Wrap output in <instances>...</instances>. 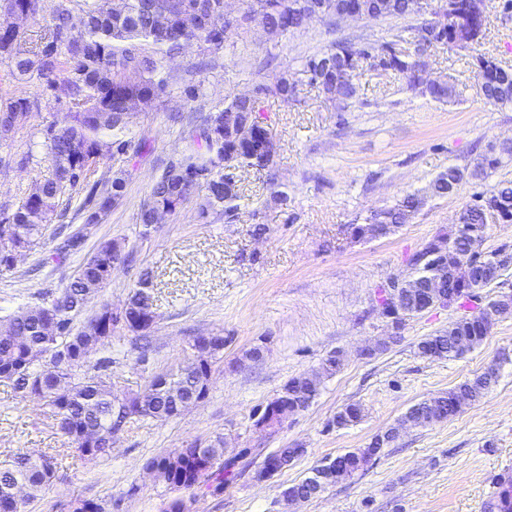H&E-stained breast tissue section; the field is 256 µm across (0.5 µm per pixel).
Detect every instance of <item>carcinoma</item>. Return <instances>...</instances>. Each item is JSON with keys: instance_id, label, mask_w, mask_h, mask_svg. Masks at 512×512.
Wrapping results in <instances>:
<instances>
[{"instance_id": "obj_1", "label": "carcinoma", "mask_w": 512, "mask_h": 512, "mask_svg": "<svg viewBox=\"0 0 512 512\" xmlns=\"http://www.w3.org/2000/svg\"><path fill=\"white\" fill-rule=\"evenodd\" d=\"M73 0H60L48 32L40 42L27 45V26L15 24L19 15L33 20L41 14L42 0H0V64L5 63L10 74L20 80H36L40 85L63 92L67 110L39 130L42 145L51 162L50 175L32 184L25 200L12 213L0 218V269H14L12 256L29 251L44 239L61 198L69 191L82 195L78 212L84 229L69 233L55 249L61 259L81 250L85 232L96 224V218L112 206V197H120L126 184L127 170L119 167L108 171L98 180H90L84 172L92 164H100L113 156L112 146L121 150L132 148V140L120 136L129 130L133 119L141 112L143 100L167 95L168 80L162 76V62L182 56L189 44L196 45V67L205 69L209 56L224 48L227 38L250 29L248 14L261 15L264 30L277 36L288 31H301L313 22L312 12L318 11L323 21L343 10L351 0H242L243 14L233 27L224 16V0H124L119 10L112 0H82L79 15H74ZM362 6L378 18L409 17L416 21L413 48L402 46L405 39L381 44L342 39L333 42L322 53L310 57L305 72L313 74L311 84L328 99L344 109L359 98V78L378 64L385 72L401 76L408 90H413L419 62L430 52L449 46L448 24L433 13H419L417 0H359ZM478 77L484 99L494 105H512V68L499 69L489 65ZM264 94L293 97L296 86L284 74L274 84L263 87ZM422 95L437 101H447L455 95L454 85L447 82L427 87ZM40 111V101L24 94L0 99V143L14 141L17 121ZM254 106L230 97L201 115L196 126L198 148L171 162L152 183L139 206V221L146 236L152 229L149 215L154 211L176 212L194 196L202 195L201 216L211 212L231 215L240 208L239 189L226 180L224 167L265 169L272 165L273 156L266 152L269 129L257 128L251 138L240 139L227 132L236 123L237 113L252 112ZM491 145L473 169L450 167L439 174L423 193L406 194L394 205L373 211L366 224L394 232L407 222L408 216L419 210L429 193L441 197L457 192L463 183L476 179L485 169L499 160ZM503 215L512 223V183H503L490 196ZM466 233L480 237L485 221L475 206L465 208ZM435 235L428 240L413 261L414 279L427 281L448 271L430 263L427 255L435 251ZM112 268V242L105 241L80 264L89 280L110 281L104 273ZM151 275L145 271L132 286L127 303L137 309L153 306ZM91 293L80 281L68 282L59 292H47L39 303L19 309L8 319L9 331L0 334V382L12 386L19 398L26 399V388L35 384L39 401L57 421L59 430L67 436L80 456L94 460L112 453V437L123 424L133 418L166 421L180 414L179 403L195 387H205L211 380L215 363L221 355L190 369L156 374L146 384L143 393L148 401L143 412H135L141 395L120 398L112 391V357L104 356L91 362L85 357L88 346L101 351L112 343L117 322L111 307L102 305L98 311L75 326L78 313L85 310ZM57 319L61 332L47 333V322ZM483 319L461 318L448 329L422 340L418 344L425 357L459 355L483 341ZM498 381V372L490 367L440 395L425 399L408 410L398 425L376 435L371 443L358 451L346 452L349 461L343 475L320 476L314 469L311 476L286 487L283 499L295 503L305 497L312 499L319 490L340 478L352 476L399 435L408 423L430 425L459 414L464 405L482 399ZM288 399L304 402L318 393L314 377L300 375L287 382ZM362 415L361 405L349 403L337 412L334 422L347 426ZM248 450L224 447L218 439L207 446H195V454L178 462L169 454L152 459L158 468V481L175 490H194L200 464L224 459V465L210 471L206 484L213 494L224 491L234 477L236 461ZM56 458L46 453L32 455L22 449L11 461L0 465V512H11L10 488L20 482L27 487V504L41 495L55 476ZM499 491L487 502L486 512H512V475L498 481Z\"/></svg>"}]
</instances>
